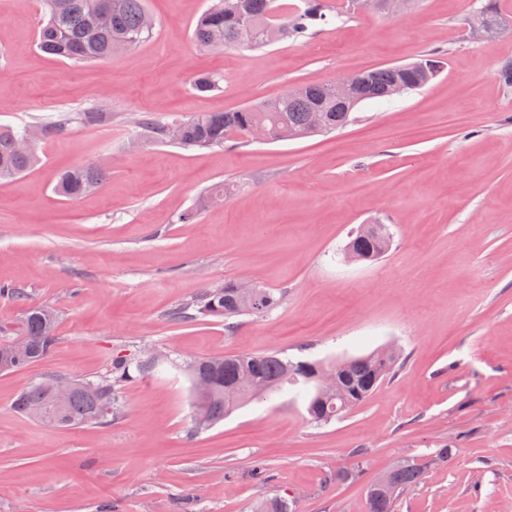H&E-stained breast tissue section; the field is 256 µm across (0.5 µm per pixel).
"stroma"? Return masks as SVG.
<instances>
[{"mask_svg": "<svg viewBox=\"0 0 512 512\" xmlns=\"http://www.w3.org/2000/svg\"><path fill=\"white\" fill-rule=\"evenodd\" d=\"M325 3L329 23L301 41L220 51L192 36L208 0H146L151 35L103 64L43 54L40 0H0V125L108 117L69 125L0 183V324L32 306L59 312L52 355L0 374V512H252L272 496L294 512H367L371 483L445 446L447 462L396 512H512V88L498 77L512 37L467 24L493 5L512 22V0H416L400 17ZM426 53L444 58L433 81L361 104L328 135L187 150L138 125L145 112H224ZM205 72L224 80L196 93ZM87 162L108 179L57 195L58 174ZM219 182L223 204H204ZM365 224L387 225L389 249L346 261ZM228 281L279 303L230 326L171 319ZM147 346L170 362L122 388L111 424L49 428L13 408L43 378L94 381ZM385 347L399 369L335 420L314 423L276 394L190 430L186 359L278 351L334 364ZM71 114L72 113L70 112H64L62 114L48 117L40 126L42 137L48 138L64 132L73 120H79L81 123L86 125H96L103 122L106 118L103 112L93 110L75 112V115Z\"/></svg>", "mask_w": 512, "mask_h": 512, "instance_id": "stroma-1", "label": "stroma"}]
</instances>
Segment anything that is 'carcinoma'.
<instances>
[{"instance_id": "carcinoma-1", "label": "carcinoma", "mask_w": 512, "mask_h": 512, "mask_svg": "<svg viewBox=\"0 0 512 512\" xmlns=\"http://www.w3.org/2000/svg\"><path fill=\"white\" fill-rule=\"evenodd\" d=\"M43 21L37 31V46L46 55L72 62H112V55L130 48L151 33L144 23L147 15L144 0H43ZM110 10L105 28L92 26L93 15L101 8ZM251 21L250 29L241 24V15ZM322 0H306L305 7L292 13L279 11L275 0H212L194 28L197 43L206 48H247L259 50L273 43L308 35L314 28L328 23ZM443 61L433 53L424 54L415 61L384 65L353 74L359 84L362 101L389 98L388 90L397 83L408 91L426 86L442 68ZM223 76L202 73L192 80V88L200 94L220 88ZM323 109L325 132H333L350 121L351 113L336 111L331 99L330 83H310L306 93L296 95L288 90L273 99L257 101L242 108L224 112H203L188 118L174 117L160 122L146 114L139 125L158 141L168 140L166 127L177 125L180 136L176 144L188 150L212 149L224 146L230 137L245 142L252 140L251 130L265 129L271 141L302 140L314 136L310 129L311 114ZM74 120L96 125L105 120L101 112L87 110L71 114L52 115L40 126L42 137L64 132ZM28 126H0V182L11 180L34 167L40 156L22 154L16 142ZM107 178V171L95 163L84 164L62 171L55 192L66 199H76L99 187ZM390 238L383 224H367L363 231L350 240L348 246L360 256L375 260L389 247ZM240 284L226 282L206 289L195 300L177 308L176 320L197 316L229 320L243 314H262L271 311L278 298L266 288H257V306L243 304ZM57 314L49 307L27 309L20 320L5 327L7 335L0 338V373L15 371L48 358L55 345ZM398 354L393 350L377 349L369 354L346 360L341 368L342 393L323 397L306 376L295 371L301 361H292L281 353L239 354L225 357L198 358L196 376L211 380L210 393L194 405L192 426L196 430L210 427L224 419L238 406L251 400V393L241 384L244 374L266 383L265 395L293 391L306 401L310 419L326 423L364 403L391 374ZM168 362L166 355L149 351L131 361L123 357L112 360L108 373L101 379L78 381L80 388L72 392L60 406L54 405L51 380L40 381L25 389L14 402V409L33 418L42 419L61 428L72 429L91 424H105L119 414V390L126 383L160 371ZM450 449L441 448L432 461H448ZM430 461V462H432ZM430 462L403 460L386 475L393 493L375 482L368 487V512H395L400 492L417 485ZM255 512H290L288 502L280 498H266Z\"/></svg>"}]
</instances>
